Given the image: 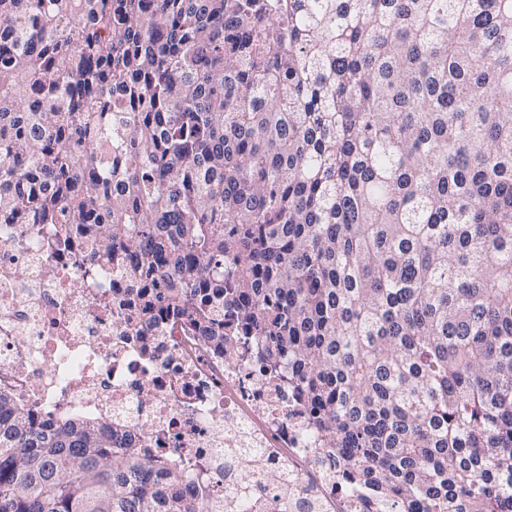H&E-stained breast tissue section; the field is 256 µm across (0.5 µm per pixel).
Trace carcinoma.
<instances>
[{"label": "carcinoma", "mask_w": 512, "mask_h": 512, "mask_svg": "<svg viewBox=\"0 0 512 512\" xmlns=\"http://www.w3.org/2000/svg\"><path fill=\"white\" fill-rule=\"evenodd\" d=\"M0 224L244 345L382 512H512V0H0ZM0 393V512H202Z\"/></svg>", "instance_id": "obj_1"}]
</instances>
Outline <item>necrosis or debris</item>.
Segmentation results:
<instances>
[{
    "mask_svg": "<svg viewBox=\"0 0 512 512\" xmlns=\"http://www.w3.org/2000/svg\"><path fill=\"white\" fill-rule=\"evenodd\" d=\"M63 231L0 225V392L36 422L89 417L189 463L180 491L207 482L203 512H379L343 489L342 458L309 433L295 393L184 325L136 321L142 287L112 262L90 276L55 256Z\"/></svg>",
    "mask_w": 512,
    "mask_h": 512,
    "instance_id": "4bbe7bcc",
    "label": "necrosis or debris"
}]
</instances>
